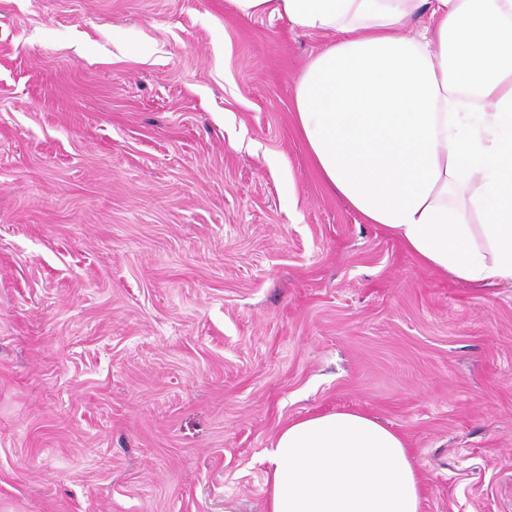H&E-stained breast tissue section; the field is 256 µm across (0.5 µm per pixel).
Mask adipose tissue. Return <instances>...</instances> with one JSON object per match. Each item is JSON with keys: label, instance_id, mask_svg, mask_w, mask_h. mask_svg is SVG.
I'll list each match as a JSON object with an SVG mask.
<instances>
[{"label": "adipose tissue", "instance_id": "ef3b65f1", "mask_svg": "<svg viewBox=\"0 0 512 512\" xmlns=\"http://www.w3.org/2000/svg\"><path fill=\"white\" fill-rule=\"evenodd\" d=\"M245 17L329 34L294 89L325 185L419 264L512 283V0H231ZM266 512H419L402 436L336 411L288 423Z\"/></svg>", "mask_w": 512, "mask_h": 512}]
</instances>
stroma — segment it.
I'll use <instances>...</instances> for the list:
<instances>
[{
	"mask_svg": "<svg viewBox=\"0 0 512 512\" xmlns=\"http://www.w3.org/2000/svg\"><path fill=\"white\" fill-rule=\"evenodd\" d=\"M324 35L230 0H0V512H266L289 421L378 417L420 512H512V286L315 170Z\"/></svg>",
	"mask_w": 512,
	"mask_h": 512,
	"instance_id": "35a3bbf8",
	"label": "stroma"
}]
</instances>
